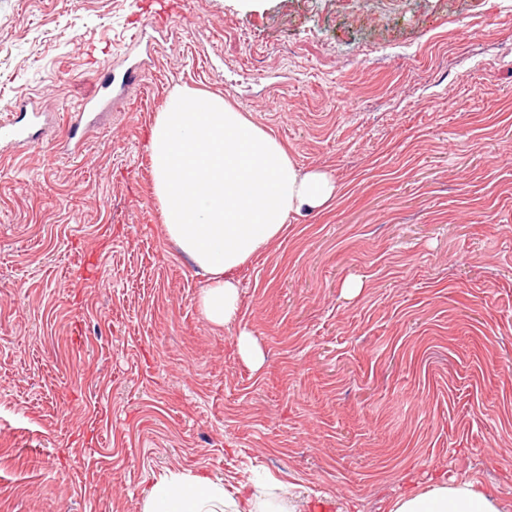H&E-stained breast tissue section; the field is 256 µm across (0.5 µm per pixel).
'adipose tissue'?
I'll return each instance as SVG.
<instances>
[{
    "label": "adipose tissue",
    "mask_w": 512,
    "mask_h": 512,
    "mask_svg": "<svg viewBox=\"0 0 512 512\" xmlns=\"http://www.w3.org/2000/svg\"><path fill=\"white\" fill-rule=\"evenodd\" d=\"M154 197L169 240L203 271L205 320L238 314L234 274L282 234L289 215L321 212L337 195L328 172L305 170L269 133L218 95L177 90L150 129ZM141 512H297L272 477L234 491L206 474L168 471L142 491ZM391 512H499L476 482L454 477L402 493Z\"/></svg>",
    "instance_id": "obj_1"
}]
</instances>
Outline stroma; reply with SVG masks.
Instances as JSON below:
<instances>
[{
	"instance_id": "stroma-1",
	"label": "stroma",
	"mask_w": 512,
	"mask_h": 512,
	"mask_svg": "<svg viewBox=\"0 0 512 512\" xmlns=\"http://www.w3.org/2000/svg\"><path fill=\"white\" fill-rule=\"evenodd\" d=\"M138 3L0 0V114L56 117L0 152V512H141L163 472L257 469L299 512H390L440 474L512 512V0H176L73 146ZM178 88L340 187L237 270L223 328L152 191ZM237 352L249 363L254 370H258L264 363V354L257 340L247 332H242L236 342Z\"/></svg>"
}]
</instances>
